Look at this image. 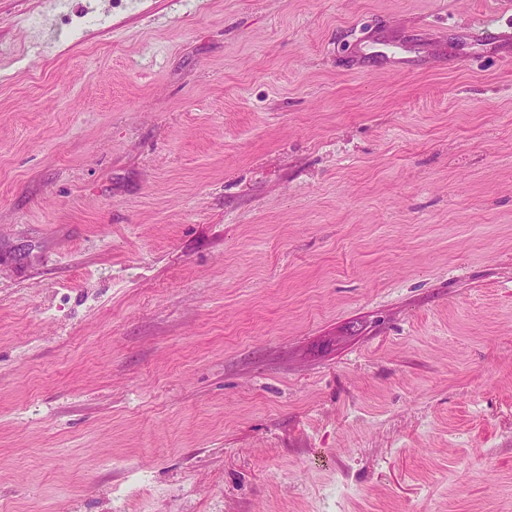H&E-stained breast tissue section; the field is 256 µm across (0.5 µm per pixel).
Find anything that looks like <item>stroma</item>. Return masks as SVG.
I'll use <instances>...</instances> for the list:
<instances>
[{
  "instance_id": "obj_1",
  "label": "stroma",
  "mask_w": 512,
  "mask_h": 512,
  "mask_svg": "<svg viewBox=\"0 0 512 512\" xmlns=\"http://www.w3.org/2000/svg\"><path fill=\"white\" fill-rule=\"evenodd\" d=\"M0 512H512V0H0Z\"/></svg>"
}]
</instances>
